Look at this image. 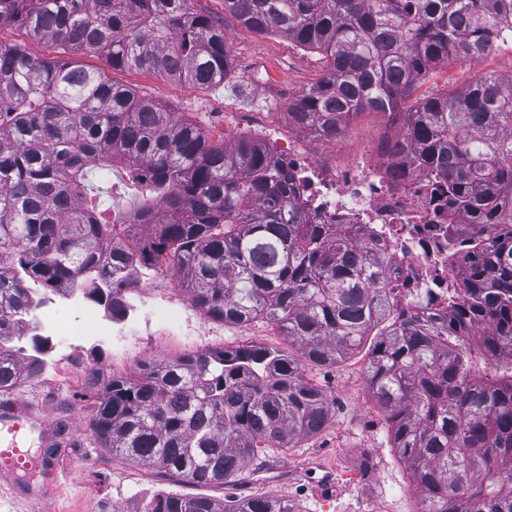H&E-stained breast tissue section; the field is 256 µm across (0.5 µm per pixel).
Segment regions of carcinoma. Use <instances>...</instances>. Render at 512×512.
<instances>
[{"instance_id":"cac0c4a2","label":"carcinoma","mask_w":512,"mask_h":512,"mask_svg":"<svg viewBox=\"0 0 512 512\" xmlns=\"http://www.w3.org/2000/svg\"><path fill=\"white\" fill-rule=\"evenodd\" d=\"M224 11L327 58L291 106L296 126L336 133L371 111L399 127L384 153L431 174L448 235L468 231L467 253L448 257L458 302L399 308L387 247L355 224L311 223L264 143H214L103 72L0 43V341L29 330L40 288L79 291L112 319L133 269L164 265L204 315L264 318L297 353L206 349L112 379L89 428L113 457L222 483L258 449L326 424L328 399L303 363L332 366L366 347V389L421 512H512V77L483 74L398 111L438 63L492 54L512 29V0H224ZM2 24L193 87L223 83L230 65L224 31L188 0H0ZM118 162L117 181L88 178ZM45 349L38 335L32 354L0 346V392L38 375ZM138 512L300 509L157 493Z\"/></svg>"}]
</instances>
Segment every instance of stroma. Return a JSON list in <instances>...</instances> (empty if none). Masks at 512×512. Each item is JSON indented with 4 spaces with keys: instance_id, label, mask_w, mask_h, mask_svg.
Returning a JSON list of instances; mask_svg holds the SVG:
<instances>
[{
    "instance_id": "35a3bbf8",
    "label": "stroma",
    "mask_w": 512,
    "mask_h": 512,
    "mask_svg": "<svg viewBox=\"0 0 512 512\" xmlns=\"http://www.w3.org/2000/svg\"><path fill=\"white\" fill-rule=\"evenodd\" d=\"M189 5L224 30L231 66L220 85L194 88L146 72L114 70L101 56L65 53L63 47L29 38L17 25L0 26V42L24 45L36 58L68 54L77 65L106 72L112 81L195 120L213 140L280 138L315 157L327 153V143L298 130L288 116L289 106L323 76L324 57L282 36L245 29L225 13L224 0H189ZM485 73L512 76L511 44L478 60L438 66L419 80L412 96L425 98L459 89ZM395 133L383 114L362 113L347 126L340 157L354 158ZM144 280L157 285L159 295L187 303L184 290L161 287L159 271H148ZM247 344L281 349L285 341L263 320L224 324L188 303L179 331L131 337L120 347L108 338L73 344L64 336L51 337L46 368L23 379L8 397L20 411L46 413L53 428L52 459L59 480L53 484L46 478L22 476V483L42 492V499L16 501L6 494L0 496V512H110L114 507L134 512L140 500L157 491L224 502L285 497L300 512H420V495L391 446L386 419L367 394L366 356L361 352L333 366L305 365V376L323 390L332 406L331 418L319 433L295 439L286 448L259 450L221 485L177 483L147 466L114 458L94 440L88 426L89 395L94 389L91 369L102 366L111 376H129L144 361ZM76 440L81 441V450L73 449Z\"/></svg>"
}]
</instances>
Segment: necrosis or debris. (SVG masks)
Returning <instances> with one entry per match:
<instances>
[{"label":"necrosis or debris","instance_id":"4bbe7bcc","mask_svg":"<svg viewBox=\"0 0 512 512\" xmlns=\"http://www.w3.org/2000/svg\"><path fill=\"white\" fill-rule=\"evenodd\" d=\"M272 151L298 180L295 204L312 223L359 224L387 245L389 279L399 289L401 306L447 311L448 292L458 278L448 269V215L440 211L429 177L395 179L393 163L380 152L341 162L314 158L287 142ZM125 306L122 322L135 334L180 324L179 309L157 313L141 294Z\"/></svg>","mask_w":512,"mask_h":512}]
</instances>
